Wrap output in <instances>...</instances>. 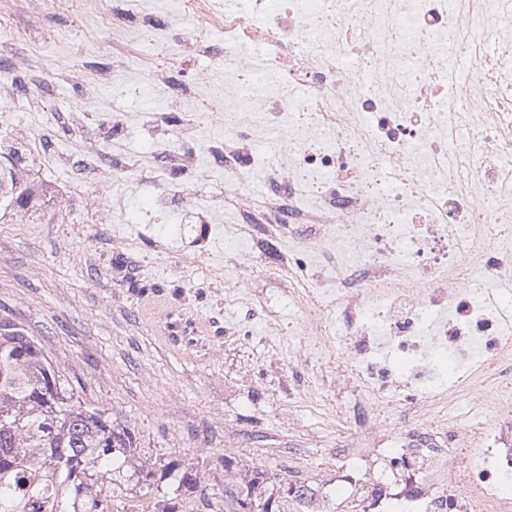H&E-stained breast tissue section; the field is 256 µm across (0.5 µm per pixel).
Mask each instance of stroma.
<instances>
[{
    "mask_svg": "<svg viewBox=\"0 0 512 512\" xmlns=\"http://www.w3.org/2000/svg\"><path fill=\"white\" fill-rule=\"evenodd\" d=\"M102 15L58 12L43 0L22 50L50 63L48 86L32 83L0 107V144L24 152L23 176L48 185L44 216L21 213L0 223V318L39 343L75 394L128 428L137 456L162 466L177 460L197 470L195 490L171 477L145 492L127 472H114L108 512H236L247 469L264 470L263 496L276 512H301L286 494L291 479L334 485L330 512H354L349 488L336 487V445L344 441L331 409L339 403L328 361L315 355L297 312L280 295L287 282L245 275L250 291L268 298L287 332L267 335L251 319L235 284L204 273L182 275L177 254L194 248L196 216L223 222L224 170L213 155L224 137L216 123L183 135L181 153L198 159L181 176L184 203L159 212L160 188L143 164L153 150L148 131L132 129L113 153V168L75 180L59 156L81 153L86 136L112 138V115L157 104L152 69L140 51L121 58L134 82L99 79L83 61L111 68L108 16L123 0H103ZM102 221L85 223L90 213ZM126 225L135 245H113L109 226Z\"/></svg>",
    "mask_w": 512,
    "mask_h": 512,
    "instance_id": "35a3bbf8",
    "label": "stroma"
}]
</instances>
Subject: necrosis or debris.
Instances as JSON below:
<instances>
[{
	"mask_svg": "<svg viewBox=\"0 0 512 512\" xmlns=\"http://www.w3.org/2000/svg\"><path fill=\"white\" fill-rule=\"evenodd\" d=\"M186 60L221 79L219 155L237 218L200 222L182 256L215 279L224 239L284 240L275 272L304 335L328 349L351 397L348 486L359 512H512V0H179ZM224 44L210 42L213 29ZM178 132L145 113L158 154ZM276 138L278 149L263 148ZM271 190L254 194V181ZM448 356L483 413L450 414L434 360Z\"/></svg>",
	"mask_w": 512,
	"mask_h": 512,
	"instance_id": "1",
	"label": "necrosis or debris"
}]
</instances>
